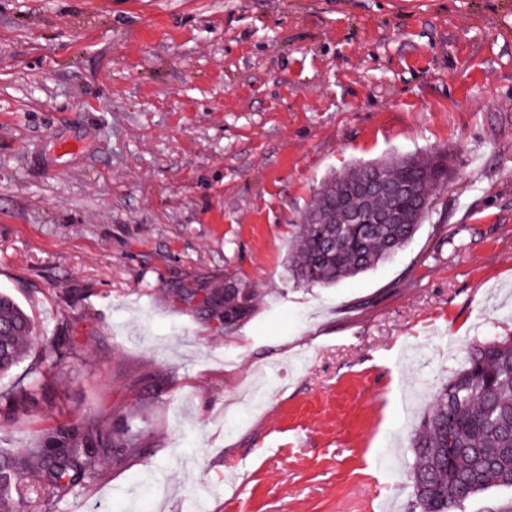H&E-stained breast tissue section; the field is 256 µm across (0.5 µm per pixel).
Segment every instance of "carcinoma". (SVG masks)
<instances>
[{
	"label": "carcinoma",
	"instance_id": "1",
	"mask_svg": "<svg viewBox=\"0 0 512 512\" xmlns=\"http://www.w3.org/2000/svg\"><path fill=\"white\" fill-rule=\"evenodd\" d=\"M393 182H414L434 189L448 180V158L393 156L360 164L327 178L297 225L293 240L295 281L333 285L367 272L409 243L427 215L404 200L402 224H345L348 209L364 204L351 190L375 172ZM224 308V325H232L242 309L239 297L224 289L212 300ZM31 315L8 293L0 292V377L28 357L24 341L33 333ZM68 354L55 342L26 373L36 382ZM101 436L97 427L77 430L60 426L21 453L0 458V475L46 474L47 495L79 487L87 472L85 449ZM416 465L407 512H463L469 500L491 490H512V338L491 337L472 344L464 363L435 394L411 442Z\"/></svg>",
	"mask_w": 512,
	"mask_h": 512
}]
</instances>
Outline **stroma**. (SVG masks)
<instances>
[{
    "label": "stroma",
    "instance_id": "35a3bbf8",
    "mask_svg": "<svg viewBox=\"0 0 512 512\" xmlns=\"http://www.w3.org/2000/svg\"><path fill=\"white\" fill-rule=\"evenodd\" d=\"M436 152L391 261L293 280L325 178ZM0 290L32 353L72 349L0 400V456L93 420L142 442L50 500L24 475L18 512H406L435 392L512 332V0H0Z\"/></svg>",
    "mask_w": 512,
    "mask_h": 512
}]
</instances>
